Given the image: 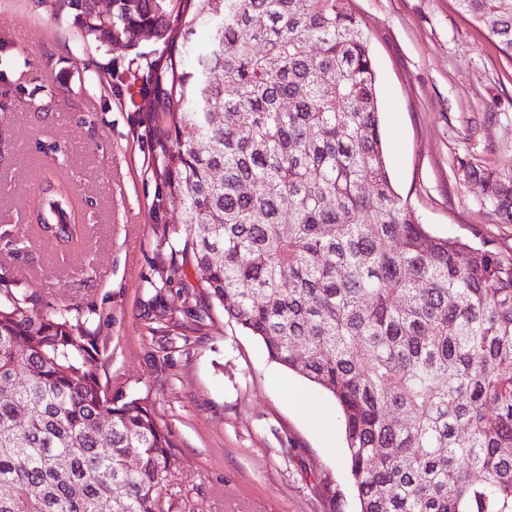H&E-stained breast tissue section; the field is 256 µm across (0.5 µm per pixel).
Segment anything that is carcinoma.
Here are the masks:
<instances>
[{
  "label": "carcinoma",
  "mask_w": 512,
  "mask_h": 512,
  "mask_svg": "<svg viewBox=\"0 0 512 512\" xmlns=\"http://www.w3.org/2000/svg\"><path fill=\"white\" fill-rule=\"evenodd\" d=\"M98 2L51 7L144 63L113 77L146 87L153 208L183 200L162 236L201 312L334 398L358 512H512V255L432 234L394 189L353 0ZM453 4L512 59V0ZM465 176L512 224V170ZM47 187L40 234L80 245L70 188ZM97 342L68 309L0 304V486L22 489L0 512H171L174 444Z\"/></svg>",
  "instance_id": "1"
}]
</instances>
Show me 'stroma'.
<instances>
[{
  "mask_svg": "<svg viewBox=\"0 0 512 512\" xmlns=\"http://www.w3.org/2000/svg\"><path fill=\"white\" fill-rule=\"evenodd\" d=\"M373 51L386 163L398 193L443 237L512 253L467 163L512 168V59L451 0H355ZM12 83H0V298L35 312L92 310L107 343L102 376L150 396L175 445L172 512H331L321 478L349 481L343 420L319 387L270 360L222 311L194 322L174 294L162 315L143 303L161 276L199 280L160 240L183 204L154 213L150 135L111 71L132 48L98 46L42 0H0ZM71 186L84 243L36 233L46 182ZM303 387L309 414L288 390Z\"/></svg>",
  "mask_w": 512,
  "mask_h": 512,
  "instance_id": "obj_1",
  "label": "stroma"
}]
</instances>
